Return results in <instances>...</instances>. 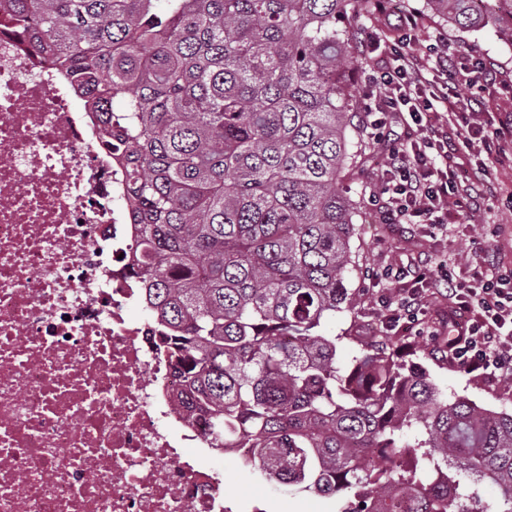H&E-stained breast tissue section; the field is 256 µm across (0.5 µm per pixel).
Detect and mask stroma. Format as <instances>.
Instances as JSON below:
<instances>
[{
  "mask_svg": "<svg viewBox=\"0 0 512 512\" xmlns=\"http://www.w3.org/2000/svg\"><path fill=\"white\" fill-rule=\"evenodd\" d=\"M422 40H441L463 52H472L490 60L500 76L498 83L461 87L462 96L477 99L485 113L487 130H494L500 114L512 113V41L494 28L473 33H459L435 19H427L418 34ZM382 149L368 144L366 172L347 177L342 190L357 203L356 232L350 242V264L346 284L353 299V309L337 314L322 326L327 336L337 337V358L346 360L353 349V339L401 348L428 368L434 383L448 398H468L493 410L512 409V379L489 382L472 378L450 368L438 350L435 336L399 335L389 330L382 314L400 284L381 279L380 270L388 265L410 267L426 259L448 258L461 269L473 259L486 266L512 267V154L502 153L490 161L496 184L494 194L486 196L482 210L472 224L459 226L448 236H435L426 224H384L379 209L369 199L378 184ZM208 464L224 470V496L233 512H325L321 499L305 492L266 481L254 470L243 467L230 453L207 450Z\"/></svg>",
  "mask_w": 512,
  "mask_h": 512,
  "instance_id": "obj_1",
  "label": "stroma"
}]
</instances>
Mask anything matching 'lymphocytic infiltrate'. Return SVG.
<instances>
[{"label":"lymphocytic infiltrate","mask_w":512,"mask_h":512,"mask_svg":"<svg viewBox=\"0 0 512 512\" xmlns=\"http://www.w3.org/2000/svg\"><path fill=\"white\" fill-rule=\"evenodd\" d=\"M423 20L404 15L391 31L389 60L365 59L370 81L381 93L365 103L373 139L383 146L378 183L385 196L384 217L390 224H427L441 233L470 223L487 188V172L470 168V150L481 139V115L468 108L453 85H471L477 78L491 81L490 63L473 55H458L428 44L416 52V34ZM440 85L441 110H434L423 88ZM400 125L404 142H387L388 126ZM382 278L412 279L415 287L394 299L385 321L390 329L433 335L426 313L427 288L437 280L448 284V339L442 346L449 366L478 379L512 377V268L476 266L461 277L445 265L408 271L384 267Z\"/></svg>","instance_id":"1"}]
</instances>
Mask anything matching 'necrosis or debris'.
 <instances>
[{
	"label": "necrosis or debris",
	"mask_w": 512,
	"mask_h": 512,
	"mask_svg": "<svg viewBox=\"0 0 512 512\" xmlns=\"http://www.w3.org/2000/svg\"><path fill=\"white\" fill-rule=\"evenodd\" d=\"M0 23V512H231L131 260L124 172Z\"/></svg>",
	"instance_id": "1"
}]
</instances>
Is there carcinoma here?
<instances>
[{
  "mask_svg": "<svg viewBox=\"0 0 512 512\" xmlns=\"http://www.w3.org/2000/svg\"><path fill=\"white\" fill-rule=\"evenodd\" d=\"M426 0L512 40V0ZM371 0H0L118 153L158 349L214 448L328 512H512V412L323 322L350 310L362 155L351 20ZM497 487L482 504L471 487ZM453 497H448V487Z\"/></svg>",
  "mask_w": 512,
  "mask_h": 512,
  "instance_id": "cac0c4a2",
  "label": "carcinoma"
}]
</instances>
